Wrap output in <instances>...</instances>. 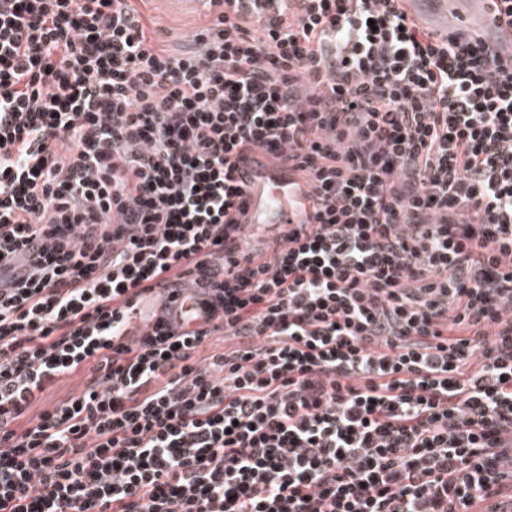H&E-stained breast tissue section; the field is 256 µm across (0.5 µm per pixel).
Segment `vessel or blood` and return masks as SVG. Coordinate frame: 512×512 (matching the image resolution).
I'll list each match as a JSON object with an SVG mask.
<instances>
[{
  "mask_svg": "<svg viewBox=\"0 0 512 512\" xmlns=\"http://www.w3.org/2000/svg\"><path fill=\"white\" fill-rule=\"evenodd\" d=\"M468 26L493 53L506 60L512 58V27L482 9ZM237 177L246 191L250 235L259 236L279 226L309 223L310 210L291 186L287 170L270 163L261 152L250 154L240 163Z\"/></svg>",
  "mask_w": 512,
  "mask_h": 512,
  "instance_id": "1",
  "label": "vessel or blood"
}]
</instances>
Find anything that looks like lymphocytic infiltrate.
<instances>
[{
    "label": "lymphocytic infiltrate",
    "mask_w": 512,
    "mask_h": 512,
    "mask_svg": "<svg viewBox=\"0 0 512 512\" xmlns=\"http://www.w3.org/2000/svg\"><path fill=\"white\" fill-rule=\"evenodd\" d=\"M399 2L0 0V512H512V59ZM136 4L154 22L148 27L154 29L157 45L165 49L188 45L192 35L209 21V15L192 0H150L143 6ZM237 177L246 191V224H252L247 236L263 235L288 224L311 222L305 199L290 185L288 170L270 163L261 152L255 151L239 164ZM82 374H74L59 379L50 385L40 396L30 413L38 412L56 402L66 399L68 396L78 393L83 386Z\"/></svg>",
    "instance_id": "f902f5d3"
}]
</instances>
